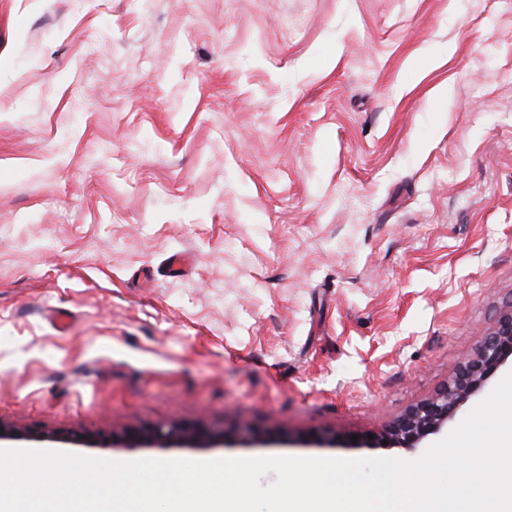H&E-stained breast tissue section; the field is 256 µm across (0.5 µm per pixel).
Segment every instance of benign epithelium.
Instances as JSON below:
<instances>
[{
	"instance_id": "benign-epithelium-1",
	"label": "benign epithelium",
	"mask_w": 512,
	"mask_h": 512,
	"mask_svg": "<svg viewBox=\"0 0 512 512\" xmlns=\"http://www.w3.org/2000/svg\"><path fill=\"white\" fill-rule=\"evenodd\" d=\"M509 361H512V311L499 317L475 356L456 369L452 381L440 393L397 420L383 439L401 448L419 447L428 436L440 432L455 410L481 388L489 375ZM180 436L182 433L174 427L158 426L145 435L144 441L164 444Z\"/></svg>"
}]
</instances>
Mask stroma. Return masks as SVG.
I'll return each instance as SVG.
<instances>
[{
  "label": "stroma",
  "instance_id": "35a3bbf8",
  "mask_svg": "<svg viewBox=\"0 0 512 512\" xmlns=\"http://www.w3.org/2000/svg\"><path fill=\"white\" fill-rule=\"evenodd\" d=\"M511 306L512 0H0L12 447L414 461ZM510 360L512 363V308L499 317L474 357L460 365L452 381L434 398L422 402L397 420L380 441L401 448H418L448 423L455 410L475 394L485 380Z\"/></svg>",
  "mask_w": 512,
  "mask_h": 512
}]
</instances>
